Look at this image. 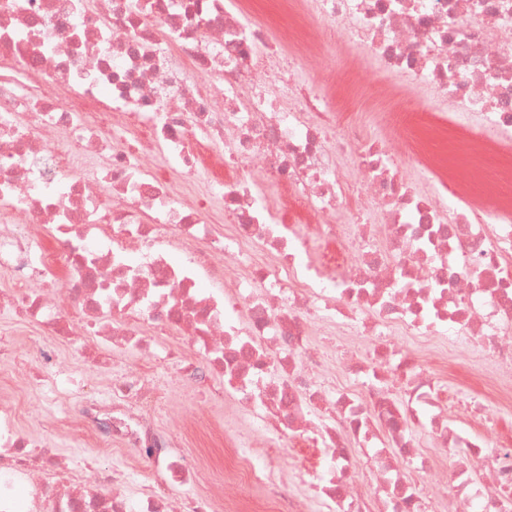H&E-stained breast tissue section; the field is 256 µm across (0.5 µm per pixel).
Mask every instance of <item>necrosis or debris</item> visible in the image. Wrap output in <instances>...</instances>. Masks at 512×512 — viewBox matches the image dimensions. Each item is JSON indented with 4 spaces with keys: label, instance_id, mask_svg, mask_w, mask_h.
Instances as JSON below:
<instances>
[{
    "label": "necrosis or debris",
    "instance_id": "obj_1",
    "mask_svg": "<svg viewBox=\"0 0 512 512\" xmlns=\"http://www.w3.org/2000/svg\"><path fill=\"white\" fill-rule=\"evenodd\" d=\"M274 6L289 41L257 0H0V312L136 361L107 385L48 350L16 363L38 401L79 393L44 426L100 454L63 465L1 409L0 512H432L417 425L452 459L451 512H512V0ZM332 36L370 56L338 91L444 111L376 113L379 139L342 121L308 80ZM328 326L370 339L361 394L329 383ZM397 327L493 364L468 429ZM164 371L200 402L174 431ZM227 398L248 434L207 418ZM115 444L130 460L102 467Z\"/></svg>",
    "mask_w": 512,
    "mask_h": 512
}]
</instances>
